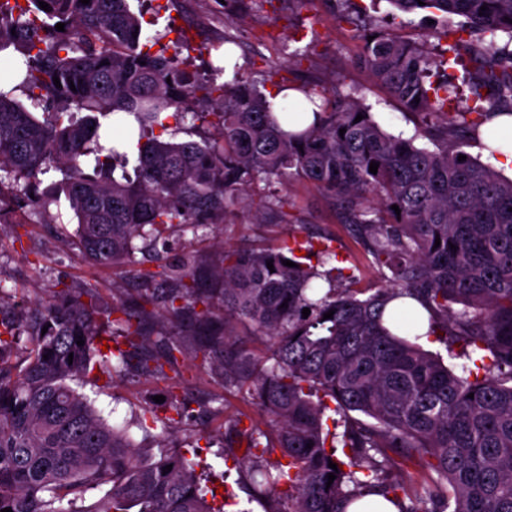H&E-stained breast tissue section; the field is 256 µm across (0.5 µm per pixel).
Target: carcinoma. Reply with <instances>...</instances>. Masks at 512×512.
I'll return each instance as SVG.
<instances>
[{
    "label": "carcinoma",
    "mask_w": 512,
    "mask_h": 512,
    "mask_svg": "<svg viewBox=\"0 0 512 512\" xmlns=\"http://www.w3.org/2000/svg\"><path fill=\"white\" fill-rule=\"evenodd\" d=\"M44 2L52 10L0 0V53L14 50L0 57V224L21 212L40 224L68 220V243L86 263L128 267L139 288L108 304L65 285L25 316L0 318V510L224 512L165 436L142 424L145 444H134L70 385L96 355L114 375L163 376L191 347L224 390L270 418L275 446L238 419L224 433L229 448L247 441L241 473L265 512H345L371 493L393 497L400 512H512V179L463 150L492 114L512 115V0H388L404 14L442 15L445 47L434 55L360 29L373 77L405 110L441 120L428 131L433 149L381 129L350 93L283 77L275 86L297 92L293 111L314 114L289 132L275 96L239 67L226 71L232 37L207 48L215 55L203 80L149 35L130 0ZM464 54L477 64L470 104L450 112L455 88L433 77ZM189 114L217 137L163 138ZM52 170L58 179L40 188ZM294 176L325 195L387 285L369 294L350 276L352 287H336L332 271L318 270L333 239L292 231L266 247L136 269L135 240L153 250L170 227L233 224L252 205L257 219L298 223ZM322 278L323 293L312 284ZM403 297L420 301L428 335L459 346L476 370L461 377L386 326L387 306ZM238 322L265 340V355L235 334ZM408 465L413 480L389 478Z\"/></svg>",
    "instance_id": "carcinoma-1"
}]
</instances>
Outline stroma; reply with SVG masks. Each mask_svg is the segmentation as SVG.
<instances>
[{"label": "stroma", "instance_id": "1", "mask_svg": "<svg viewBox=\"0 0 512 512\" xmlns=\"http://www.w3.org/2000/svg\"><path fill=\"white\" fill-rule=\"evenodd\" d=\"M158 30L192 27L197 46L232 35L237 41L235 61L245 75L261 82L268 66L287 64V76L298 85L331 86L355 92L370 106L374 120L390 133L411 136L423 118L406 111L388 90L361 64L363 43L356 32V20L368 27L383 28L402 41L438 52L439 24L429 23L422 14L398 13L388 0H348V21L336 18L334 0H152ZM299 218L294 230L299 237L313 235L333 238L336 258L333 266L351 269L361 287L375 289L383 281L356 236L340 224L335 210L311 183L294 179L289 184ZM282 230L270 224H256L240 214L235 224H214L198 232L171 229L167 242L173 250L189 249L202 254L218 250L220 244L264 245L280 237ZM72 288L93 286L103 300H111L113 289L133 292L137 286L127 268L95 267L81 261L75 250L63 244L53 224H0V311L13 313L15 306L48 298L56 284ZM179 384L160 376L130 371L120 378L91 374L78 383L95 409L116 427L126 429L134 443L143 433L136 421L145 415L169 414L163 398L177 393L191 403L186 419L167 427L172 446L195 464L201 486L225 512H263L251 501L239 480L242 450L226 453L224 428L227 420L239 418L244 424H263L257 406L244 394L225 391L220 379L201 370L199 360H180Z\"/></svg>", "mask_w": 512, "mask_h": 512}]
</instances>
